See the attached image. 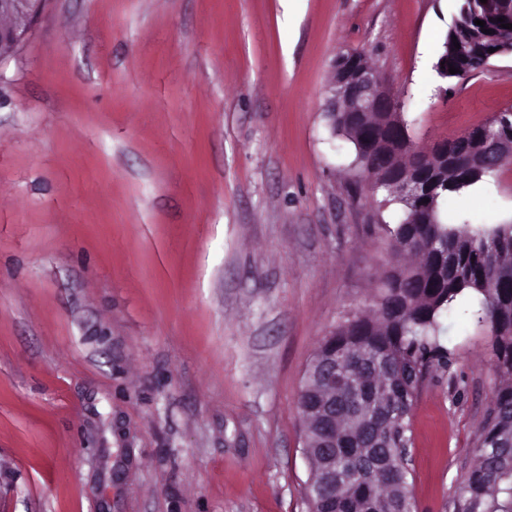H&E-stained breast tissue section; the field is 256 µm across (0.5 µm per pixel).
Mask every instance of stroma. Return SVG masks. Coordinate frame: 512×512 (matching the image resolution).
<instances>
[{
  "instance_id": "35a3bbf8",
  "label": "stroma",
  "mask_w": 512,
  "mask_h": 512,
  "mask_svg": "<svg viewBox=\"0 0 512 512\" xmlns=\"http://www.w3.org/2000/svg\"><path fill=\"white\" fill-rule=\"evenodd\" d=\"M457 0H45L0 62V512H307L298 398L376 309L391 207L325 115L364 53L412 141L512 108L441 85ZM450 223L512 224V162ZM414 402L417 512H462L499 379L472 309Z\"/></svg>"
}]
</instances>
